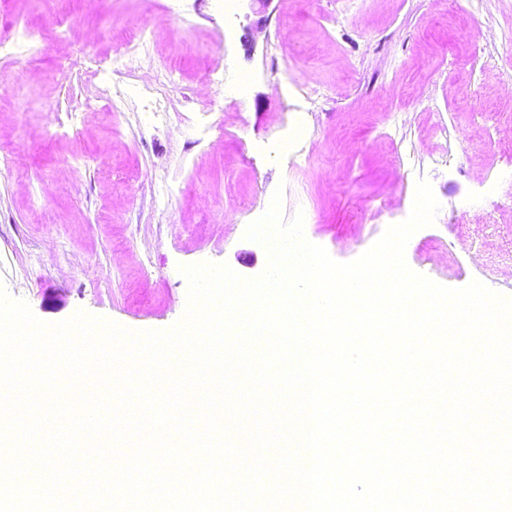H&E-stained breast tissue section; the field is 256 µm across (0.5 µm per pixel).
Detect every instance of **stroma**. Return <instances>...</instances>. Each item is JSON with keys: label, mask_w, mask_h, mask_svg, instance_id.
Returning <instances> with one entry per match:
<instances>
[{"label": "stroma", "mask_w": 512, "mask_h": 512, "mask_svg": "<svg viewBox=\"0 0 512 512\" xmlns=\"http://www.w3.org/2000/svg\"><path fill=\"white\" fill-rule=\"evenodd\" d=\"M24 20L44 40L0 58V155L15 160L0 170V286L39 320L82 309L173 326L180 266L264 271L265 247L244 234L278 191L283 221L305 211L306 239L354 261L409 217L420 165L449 148L465 160L427 171L440 210L405 261L440 285L512 297V0H270L258 13L237 0L230 15L216 0H0V36ZM69 25L96 27L105 53L163 26L144 66L175 64L178 90L60 82ZM485 47L494 67H451ZM218 52L220 80L207 70ZM51 101L79 105L81 138L47 125ZM299 124L314 149L293 166L276 146ZM67 162L80 179L56 182Z\"/></svg>", "instance_id": "stroma-1"}]
</instances>
